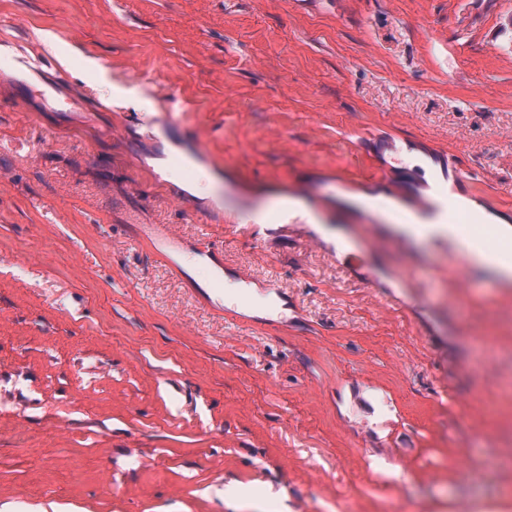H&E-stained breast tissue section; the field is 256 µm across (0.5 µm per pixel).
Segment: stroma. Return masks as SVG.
<instances>
[{
    "label": "stroma",
    "instance_id": "35a3bbf8",
    "mask_svg": "<svg viewBox=\"0 0 512 512\" xmlns=\"http://www.w3.org/2000/svg\"><path fill=\"white\" fill-rule=\"evenodd\" d=\"M49 67L104 112L15 97ZM195 138L224 174L191 206L158 182ZM434 198L512 227V0H0V507L512 512V283L403 231ZM139 224L304 323L199 298ZM180 112H141L136 117L138 124L144 129L146 136L155 137L153 133L171 128L189 125L195 117L188 105H182ZM137 232L149 240L158 253L172 265L179 267L174 259L182 255L183 242L179 237L172 235L166 225L147 224L140 226ZM240 285L247 291L253 289L269 297L275 304L281 303V308L296 313V309L291 301L288 300V293L281 287L280 283L275 278H268L264 280H255L249 278L239 271H235V275Z\"/></svg>",
    "mask_w": 512,
    "mask_h": 512
}]
</instances>
